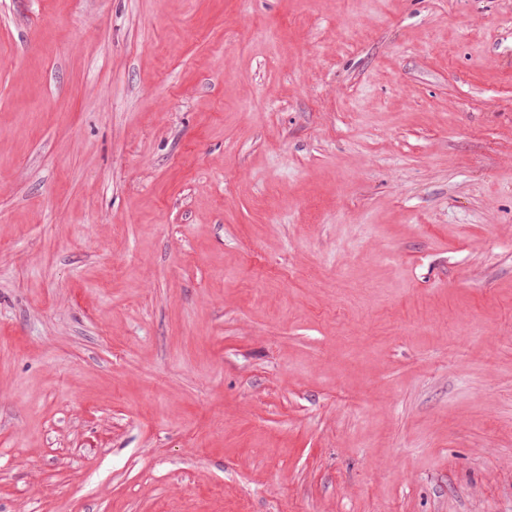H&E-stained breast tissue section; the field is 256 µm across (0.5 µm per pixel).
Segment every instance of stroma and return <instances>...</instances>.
<instances>
[{
    "label": "stroma",
    "mask_w": 512,
    "mask_h": 512,
    "mask_svg": "<svg viewBox=\"0 0 512 512\" xmlns=\"http://www.w3.org/2000/svg\"><path fill=\"white\" fill-rule=\"evenodd\" d=\"M0 512H512V0H0Z\"/></svg>",
    "instance_id": "35a3bbf8"
}]
</instances>
